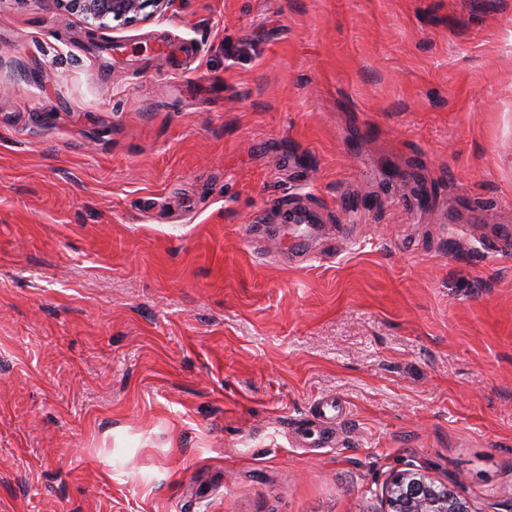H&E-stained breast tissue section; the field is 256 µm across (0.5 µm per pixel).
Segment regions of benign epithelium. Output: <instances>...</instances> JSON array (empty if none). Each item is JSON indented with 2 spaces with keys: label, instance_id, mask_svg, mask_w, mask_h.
Here are the masks:
<instances>
[{
  "label": "benign epithelium",
  "instance_id": "1",
  "mask_svg": "<svg viewBox=\"0 0 512 512\" xmlns=\"http://www.w3.org/2000/svg\"><path fill=\"white\" fill-rule=\"evenodd\" d=\"M86 18L105 26V20L132 23L145 9L167 5L171 0H77ZM284 224H313L315 219L300 208L283 212ZM385 512H470L466 502L446 486H436L424 474L405 470L393 476L386 489Z\"/></svg>",
  "mask_w": 512,
  "mask_h": 512
}]
</instances>
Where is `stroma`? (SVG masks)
I'll return each mask as SVG.
<instances>
[{
    "label": "stroma",
    "mask_w": 512,
    "mask_h": 512,
    "mask_svg": "<svg viewBox=\"0 0 512 512\" xmlns=\"http://www.w3.org/2000/svg\"><path fill=\"white\" fill-rule=\"evenodd\" d=\"M508 230L512 0H0V512H506ZM85 17L98 27L105 26V20L112 18V21L132 23L147 17L143 12L148 7L167 5L171 0H77ZM384 512H470L466 502L448 486H436L424 474L405 470L386 489Z\"/></svg>",
    "instance_id": "1"
}]
</instances>
